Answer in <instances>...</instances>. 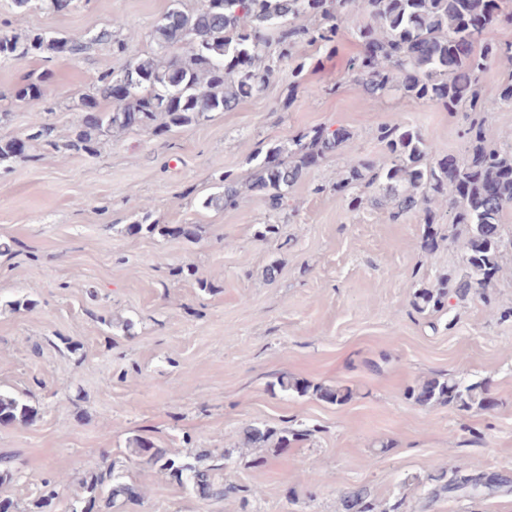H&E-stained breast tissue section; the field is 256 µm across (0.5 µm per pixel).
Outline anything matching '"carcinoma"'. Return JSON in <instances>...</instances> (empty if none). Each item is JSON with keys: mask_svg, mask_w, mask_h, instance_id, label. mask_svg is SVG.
<instances>
[{"mask_svg": "<svg viewBox=\"0 0 512 512\" xmlns=\"http://www.w3.org/2000/svg\"><path fill=\"white\" fill-rule=\"evenodd\" d=\"M363 20L349 26L351 15ZM101 29L98 42L126 52V44L115 39L113 29ZM512 26V12L500 0H203L201 6L186 11L174 6L164 13L152 31L158 49L186 48L183 57L163 59L155 54L129 57L117 70L102 71L94 92L87 95L81 123L69 140L56 138L55 127L45 119L32 123L22 138L0 139V165L25 158L31 148L57 151L61 148L90 156L98 152L102 138L118 131L145 130L159 137L198 124L213 112L232 109L252 96L275 77L280 63L294 58L299 45L332 49L340 37L350 32L361 51L347 59V73L371 97L399 93L418 102H434L450 112H471L478 119L466 130V155H441L421 135L403 121L383 124L376 138L384 147L379 160L354 159L347 164L333 190L348 199L356 211L364 205L385 206L391 220L417 214L427 226L425 246L436 245L442 210H448V223L464 225L463 260L469 272L453 285L441 281L432 288H420L415 305L420 312L438 311L445 306L448 288L459 297L482 294L501 271L499 257L505 244L502 215L512 203V147L489 142L482 116L512 108V73L501 82L493 97L481 92V77L494 62L512 65V40L495 38V29ZM90 40L80 32H31L20 36L0 29V61L55 53L75 55L87 49ZM306 63L295 64L288 82L284 106L295 101L304 79ZM128 79L129 88L117 94L114 81ZM42 75L15 88L13 97L28 103L35 112H49ZM113 102L109 112L100 102ZM352 138L344 127L330 130L312 127L299 132L288 147L271 145L264 157L256 158L255 170L247 186L227 170L218 191L203 202L206 208L231 210L240 206L243 189L264 198L269 209L285 208L289 191L312 167L335 156ZM150 214L128 226L135 233L179 236L188 241L198 236V225L170 226L149 222ZM314 392L330 403L343 404L352 390L343 386H317ZM408 396L420 405L448 404L460 410H488L495 406L488 385L465 383L453 376L434 377L409 390ZM37 415L21 396L0 390V423H29ZM311 430H291L280 435L269 428L251 425L244 439L251 444L305 438ZM129 452L138 464L155 469L180 486L188 487L203 502H219L241 492L239 486L224 482V464H209L210 455L184 456L136 437ZM14 456L0 453V485L18 481ZM438 482L428 502L442 494L480 495L504 484L494 475L455 471ZM58 480H46L40 495L28 512H57L60 507ZM83 497L67 506L65 512H113L136 502L140 496L129 493L132 482L108 465L91 459L80 478ZM344 512H375L370 491L358 487L343 499Z\"/></svg>", "mask_w": 512, "mask_h": 512, "instance_id": "carcinoma-1", "label": "carcinoma"}]
</instances>
